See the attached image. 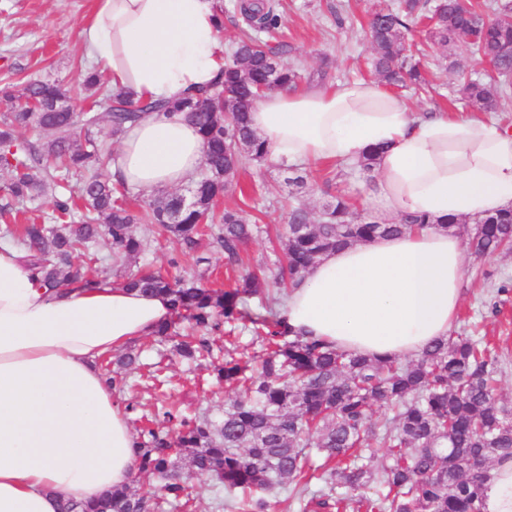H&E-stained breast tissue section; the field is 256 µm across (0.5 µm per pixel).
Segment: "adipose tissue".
<instances>
[{
    "instance_id": "ef3b65f1",
    "label": "adipose tissue",
    "mask_w": 512,
    "mask_h": 512,
    "mask_svg": "<svg viewBox=\"0 0 512 512\" xmlns=\"http://www.w3.org/2000/svg\"><path fill=\"white\" fill-rule=\"evenodd\" d=\"M216 0H95L78 32L92 66L133 98L175 100L224 66ZM272 162L354 163L377 148L375 199L428 223L327 253L291 288L283 324L378 359L417 357L446 339L463 300L465 246L450 219L512 210V133L475 114L414 112L373 81L265 94L249 114ZM197 128L149 112L122 135L109 171L130 187L191 182ZM167 296L39 282L0 246V512H60L128 484L138 459L103 358L151 336ZM483 512H512V463L482 489Z\"/></svg>"
}]
</instances>
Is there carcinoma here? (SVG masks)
I'll list each match as a JSON object with an SVG mask.
<instances>
[{"instance_id":"obj_1","label":"carcinoma","mask_w":512,"mask_h":512,"mask_svg":"<svg viewBox=\"0 0 512 512\" xmlns=\"http://www.w3.org/2000/svg\"><path fill=\"white\" fill-rule=\"evenodd\" d=\"M234 7L251 32L226 53L224 71L209 89L171 101L136 100L90 74L85 89L97 100L85 107L56 78L3 91L10 107L0 114V169L11 175L6 189L15 203L25 206L61 187L63 176L79 181L78 195L54 200L50 222L35 215L29 224L0 229V238L26 254L44 283H103L93 274L97 258L86 265L74 259L102 236L111 240L115 262L136 257L142 249L133 233L136 224L159 237H173L189 250L198 244L201 225L217 224L215 243L226 264L239 263L254 227L245 210L220 212L216 203L236 185L244 160L267 159L264 142L249 126L251 108L268 91L298 85L304 74L298 64L284 62L291 52L288 43L261 37L280 25L273 4L238 0ZM507 11L505 0L492 15L468 0H400L395 8H378L367 30L371 69L390 87L421 83L420 60L409 44L420 24L431 45L472 50L496 67L497 78L468 80L459 98L494 112L512 89V21L502 18ZM144 112L181 113L203 139L204 169L187 189L190 202L185 205L183 194L161 193L133 211L98 173L112 155L93 131L104 124L118 138ZM27 127L47 131L51 138L39 145L22 140L16 130ZM426 223L418 215L391 224L374 220L356 212L351 199L338 192L316 224L305 208H293L285 263L259 275L249 272L235 288L219 293L194 280L161 274L124 276L125 288L169 297L173 319L155 335H178V321L202 329L197 336L181 337L176 344L180 356L210 354L224 325L236 320L264 336L266 353L253 373L233 357L216 369L217 380L235 393L221 424L183 418L175 431L142 428L138 469L162 478L159 490L116 489L91 511L66 502L62 512H161L165 504L187 508L186 482L174 461L184 451L190 454L191 473L249 495L243 512H269L268 494L314 477L324 487L312 494L306 509L482 512L481 490L490 470L512 459V406L494 393L498 359L479 338L452 331L407 362L374 360L291 334L268 305L262 312L250 308L254 296L264 292L274 301L279 291L301 282L327 252ZM475 223L467 241L475 257L512 246V211ZM375 405L388 410L376 422L371 419ZM367 490L372 491L369 497Z\"/></svg>"}]
</instances>
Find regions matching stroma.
Masks as SVG:
<instances>
[{
    "instance_id": "stroma-1",
    "label": "stroma",
    "mask_w": 512,
    "mask_h": 512,
    "mask_svg": "<svg viewBox=\"0 0 512 512\" xmlns=\"http://www.w3.org/2000/svg\"><path fill=\"white\" fill-rule=\"evenodd\" d=\"M390 0H278L282 32L293 47L292 61L303 66L310 77L326 72L327 85L370 80L365 59L369 54L367 20L372 9ZM94 0H0V87L19 86L31 79L53 75L81 84L80 64L85 55L78 31L92 14ZM458 71L439 65L436 52L422 57V70L429 82L423 93L404 90L415 112H448L456 97L461 74L483 72L484 67L468 51L455 50ZM238 185L227 191L220 208H241L256 217L260 232L242 253V262L228 268L224 255L209 240L187 250L174 240L154 237L144 226L135 233L143 241L136 263L121 273L152 271L169 278L197 277L208 288L226 290L237 279L265 262L283 257L282 236L286 232L292 205L302 204L312 220H319L329 192L351 197L358 212L381 217V210L367 196L371 185L357 170L325 164L309 171L302 193L291 192L283 183L277 166L269 161H246ZM458 324L476 326L479 336L501 355L502 374L497 394L512 402V254H495L468 266L464 299ZM174 340L145 337L131 346L138 358L135 368L126 370L127 386L121 403L136 404L129 415L132 429H139L141 416H153L162 404L188 416L221 422L232 394L217 384L212 362L191 361L174 351ZM192 512H238L235 499L223 487L204 476L188 480Z\"/></svg>"
}]
</instances>
